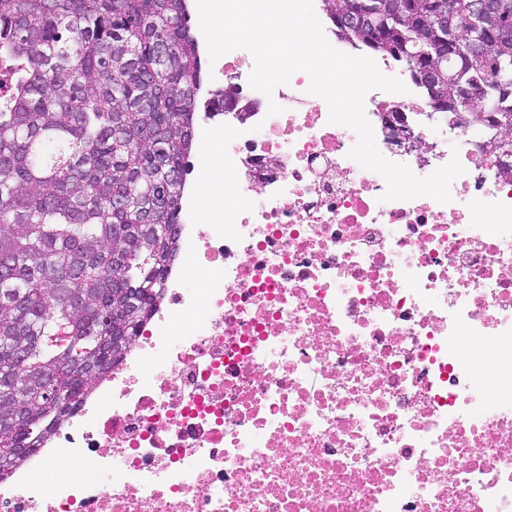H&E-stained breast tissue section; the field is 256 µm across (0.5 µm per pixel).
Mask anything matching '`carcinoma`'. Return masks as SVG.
<instances>
[{"label": "carcinoma", "instance_id": "1", "mask_svg": "<svg viewBox=\"0 0 512 512\" xmlns=\"http://www.w3.org/2000/svg\"><path fill=\"white\" fill-rule=\"evenodd\" d=\"M364 28L336 36L421 80L441 1L345 2ZM508 17L460 21L443 79L476 94L487 140L512 150V0ZM189 0H0V479L23 463L118 364L164 295L178 256L186 159L204 69ZM491 43L488 65L475 41Z\"/></svg>", "mask_w": 512, "mask_h": 512}]
</instances>
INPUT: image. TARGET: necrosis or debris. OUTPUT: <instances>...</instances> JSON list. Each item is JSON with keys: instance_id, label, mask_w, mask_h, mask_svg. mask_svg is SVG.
Segmentation results:
<instances>
[{"instance_id": "obj_1", "label": "necrosis or debris", "mask_w": 512, "mask_h": 512, "mask_svg": "<svg viewBox=\"0 0 512 512\" xmlns=\"http://www.w3.org/2000/svg\"><path fill=\"white\" fill-rule=\"evenodd\" d=\"M309 84L298 71L272 96L249 88L247 112L198 113L228 179L199 223L208 159L188 165L193 262L0 480V512H512V182L445 114L374 90L385 158L465 169L450 202L384 200ZM389 112L429 159L395 145ZM487 359L496 379L474 369Z\"/></svg>"}]
</instances>
